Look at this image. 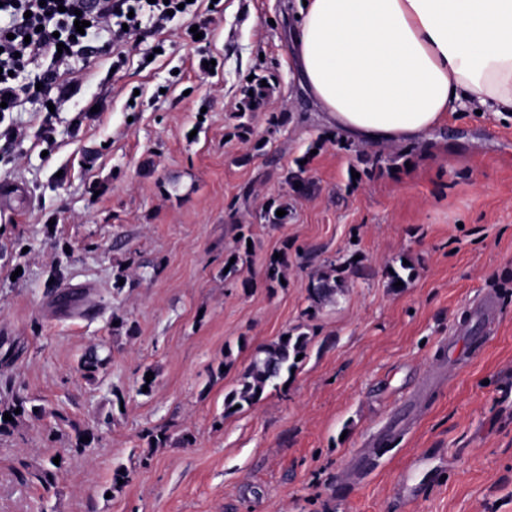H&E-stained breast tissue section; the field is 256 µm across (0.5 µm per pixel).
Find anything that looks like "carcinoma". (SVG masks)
<instances>
[{"mask_svg": "<svg viewBox=\"0 0 512 512\" xmlns=\"http://www.w3.org/2000/svg\"><path fill=\"white\" fill-rule=\"evenodd\" d=\"M247 238L240 237L236 240V246L228 252L224 258V266L228 272L224 277H236L240 272L239 263L243 261V255L247 254ZM282 257L271 259L264 272V282L267 287L273 288L281 284L288 269V249L280 251ZM235 262H230V259ZM309 299L312 307L318 308L327 302L335 300L338 292L336 276L330 272L320 271L315 282L308 288ZM309 340L306 334L285 332V336L278 337L277 341L262 350L263 356L255 357L242 376L239 388L228 393L224 398V415L230 416L244 406L255 405L263 396L265 390L275 386L284 376L292 374L298 366L297 356L306 354ZM27 399L18 396L14 401L0 408V432H6L16 425V421L27 413ZM20 413H15V410ZM12 416V420H4V414Z\"/></svg>", "mask_w": 512, "mask_h": 512, "instance_id": "cac0c4a2", "label": "carcinoma"}]
</instances>
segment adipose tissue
<instances>
[{"label": "adipose tissue", "instance_id": "adipose-tissue-1", "mask_svg": "<svg viewBox=\"0 0 512 512\" xmlns=\"http://www.w3.org/2000/svg\"><path fill=\"white\" fill-rule=\"evenodd\" d=\"M295 57L337 128L412 144L456 106L512 111V0H307Z\"/></svg>", "mask_w": 512, "mask_h": 512}]
</instances>
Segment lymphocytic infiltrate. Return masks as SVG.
I'll use <instances>...</instances> for the list:
<instances>
[{
	"label": "lymphocytic infiltrate",
	"mask_w": 512,
	"mask_h": 512,
	"mask_svg": "<svg viewBox=\"0 0 512 512\" xmlns=\"http://www.w3.org/2000/svg\"><path fill=\"white\" fill-rule=\"evenodd\" d=\"M191 13L188 0H0V16L10 19L0 28V103L15 106L25 94L14 74L40 59L54 61V68L36 73L35 82L51 86L60 76V65L87 50V34L77 33L75 19L88 21L91 30H112L113 67L125 61V47L135 39L142 24L164 30L174 10Z\"/></svg>",
	"instance_id": "lymphocytic-infiltrate-1"
}]
</instances>
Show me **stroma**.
Returning <instances> with one entry per match:
<instances>
[{
    "mask_svg": "<svg viewBox=\"0 0 512 512\" xmlns=\"http://www.w3.org/2000/svg\"><path fill=\"white\" fill-rule=\"evenodd\" d=\"M212 19L215 75L190 67L191 16L117 71L99 30L65 106L0 114V406L36 408L0 433V512H512V114L449 113L426 145L355 140L303 83L288 0H221ZM253 81L273 92L244 141L229 106ZM288 244L303 256L267 288ZM354 260L307 315L312 271ZM487 293L492 324L473 309ZM296 327L299 368L225 415L257 351ZM93 349L107 362L90 375ZM78 425L95 433L82 451ZM278 254H282V257L278 259L272 257L264 272V282L267 288H275V286L281 285V280L285 278V271L288 269V245H285L284 249Z\"/></svg>",
    "mask_w": 512,
    "mask_h": 512,
    "instance_id": "35a3bbf8",
    "label": "stroma"
}]
</instances>
